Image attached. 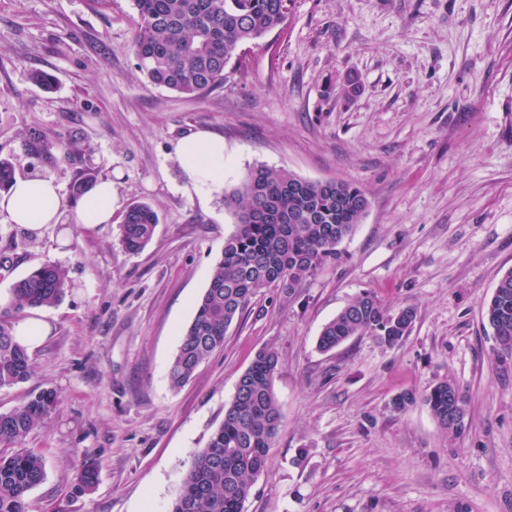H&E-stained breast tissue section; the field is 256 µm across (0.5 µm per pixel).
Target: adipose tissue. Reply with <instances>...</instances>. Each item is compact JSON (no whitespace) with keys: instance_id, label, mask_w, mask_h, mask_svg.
<instances>
[{"instance_id":"1","label":"adipose tissue","mask_w":512,"mask_h":512,"mask_svg":"<svg viewBox=\"0 0 512 512\" xmlns=\"http://www.w3.org/2000/svg\"><path fill=\"white\" fill-rule=\"evenodd\" d=\"M174 158L192 187L206 184L220 189L224 186L226 161L222 139L199 132L179 141ZM119 207V197L112 181L98 182L79 197L74 208H67L59 186L42 176L19 177L7 191L0 193V213L12 223L37 231L49 224L62 223L66 211H73L79 224H108Z\"/></svg>"}]
</instances>
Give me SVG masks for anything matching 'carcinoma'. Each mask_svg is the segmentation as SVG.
Here are the masks:
<instances>
[{"label": "carcinoma", "instance_id": "carcinoma-1", "mask_svg": "<svg viewBox=\"0 0 512 512\" xmlns=\"http://www.w3.org/2000/svg\"><path fill=\"white\" fill-rule=\"evenodd\" d=\"M138 31L133 52L138 69L154 85L196 95L224 85L226 68L239 49L280 27L292 0H133ZM96 185L90 169L72 185L81 196ZM224 207L236 230L224 248L185 328L168 371L179 389L198 367L224 347V337L259 289L288 292L302 286L327 262L340 259L338 246L368 210L365 192L342 179L312 181L284 169L259 165L240 186L224 192ZM158 213L146 203L131 205L121 224L125 252L138 254L152 241ZM71 287L68 271L44 263L14 281L12 301L0 309V387L29 380L33 363L14 336L16 318L30 309L56 305ZM504 357L512 358V270L505 273L485 306ZM412 308L385 309L376 296L363 293L325 323L317 347L329 352L357 336L370 334L394 345L409 335ZM279 355L259 351L240 376L238 389L224 407V420L208 446L196 453L183 478L171 512H243L256 478L267 468L281 408L274 391ZM451 434L464 429L467 399L444 380L420 396L403 393L393 401L401 410L416 399ZM53 389L30 393L0 412V512H26L32 490L46 477L41 453L23 447L57 407ZM98 480L95 465L85 463L75 476L74 492L91 493Z\"/></svg>", "mask_w": 512, "mask_h": 512}]
</instances>
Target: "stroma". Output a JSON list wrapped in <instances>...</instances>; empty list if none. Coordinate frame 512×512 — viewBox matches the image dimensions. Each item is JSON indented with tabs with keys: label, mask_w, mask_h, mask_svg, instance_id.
Listing matches in <instances>:
<instances>
[{
	"label": "stroma",
	"mask_w": 512,
	"mask_h": 512,
	"mask_svg": "<svg viewBox=\"0 0 512 512\" xmlns=\"http://www.w3.org/2000/svg\"><path fill=\"white\" fill-rule=\"evenodd\" d=\"M133 0H0V158L18 176L112 179L111 223L49 227L26 242L0 214V292L35 267L64 266L61 302L34 375L0 388V412L32 390L59 404L27 447L46 478L28 512H169L195 453L255 354L275 348L282 417L244 512H512V360L501 363L484 306L512 270V0H293L284 24L244 45L224 84L195 97L148 83L137 67ZM54 75L52 91L31 74ZM222 137L225 189L257 165L342 179L369 200L342 256L303 287L260 289L224 348L184 387L169 365L212 268L235 230L223 191L188 189L175 144ZM82 141L80 161L28 141ZM160 222L137 255L120 245L124 210ZM369 292L413 308L395 345L365 335L329 353L325 323ZM452 380L463 433L422 403L392 401ZM99 470L77 496V470Z\"/></svg>",
	"instance_id": "1"
}]
</instances>
